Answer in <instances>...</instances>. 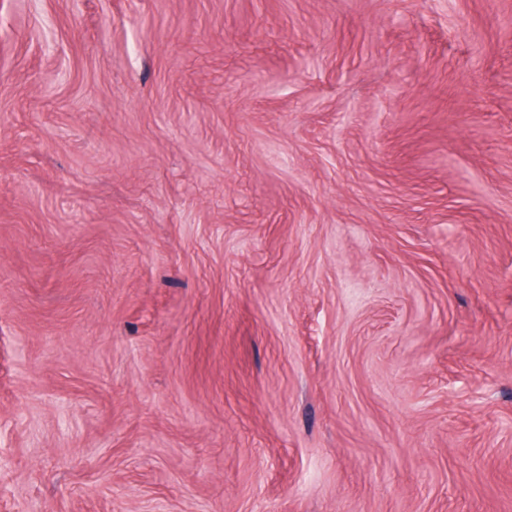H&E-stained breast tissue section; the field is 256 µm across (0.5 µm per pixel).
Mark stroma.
Segmentation results:
<instances>
[{
    "instance_id": "stroma-1",
    "label": "stroma",
    "mask_w": 512,
    "mask_h": 512,
    "mask_svg": "<svg viewBox=\"0 0 512 512\" xmlns=\"http://www.w3.org/2000/svg\"><path fill=\"white\" fill-rule=\"evenodd\" d=\"M0 512H512V0H0Z\"/></svg>"
}]
</instances>
